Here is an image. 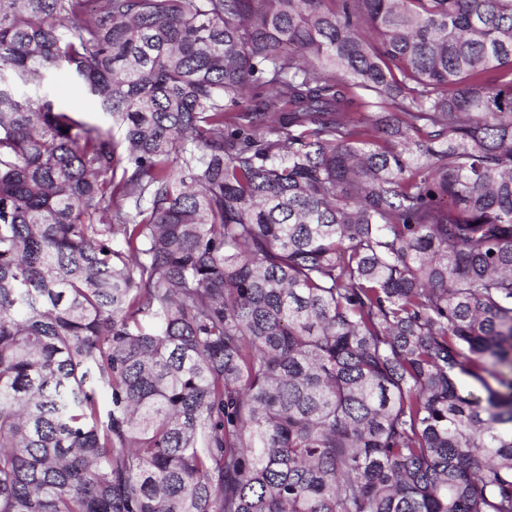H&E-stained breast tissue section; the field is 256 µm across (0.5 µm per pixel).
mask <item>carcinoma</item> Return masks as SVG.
<instances>
[{
	"instance_id": "cac0c4a2",
	"label": "carcinoma",
	"mask_w": 512,
	"mask_h": 512,
	"mask_svg": "<svg viewBox=\"0 0 512 512\" xmlns=\"http://www.w3.org/2000/svg\"><path fill=\"white\" fill-rule=\"evenodd\" d=\"M498 366L512 0H0V512H512ZM49 94L56 106L81 112L91 123L109 125V121L98 112L97 105L76 81L66 73L54 76L49 86Z\"/></svg>"
}]
</instances>
